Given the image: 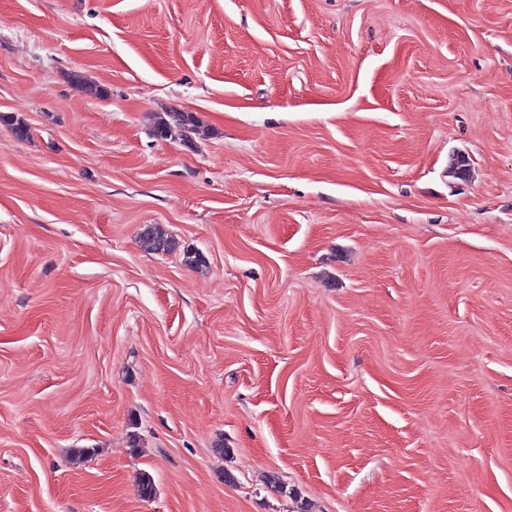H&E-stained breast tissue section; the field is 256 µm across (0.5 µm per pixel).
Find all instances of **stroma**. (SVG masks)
<instances>
[{"label":"stroma","mask_w":512,"mask_h":512,"mask_svg":"<svg viewBox=\"0 0 512 512\" xmlns=\"http://www.w3.org/2000/svg\"><path fill=\"white\" fill-rule=\"evenodd\" d=\"M0 113V512H512V0H0ZM153 133L160 139L180 136L186 144H192V135L204 134L203 127L192 112H160L154 115ZM143 250L149 253H167L175 248L171 236L158 224L147 225L140 235Z\"/></svg>","instance_id":"35a3bbf8"}]
</instances>
